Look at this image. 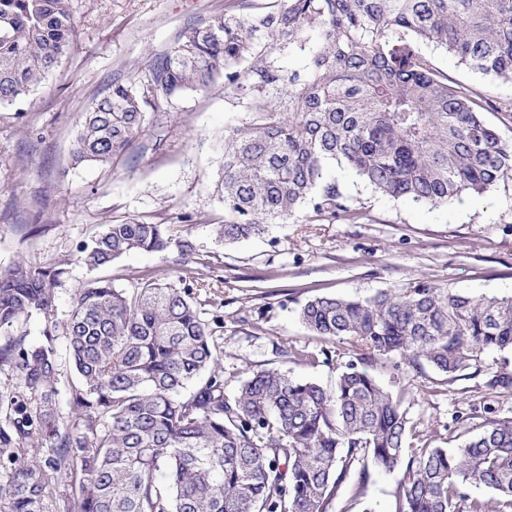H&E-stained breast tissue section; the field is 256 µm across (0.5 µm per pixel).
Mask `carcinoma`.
<instances>
[{"label":"carcinoma","mask_w":512,"mask_h":512,"mask_svg":"<svg viewBox=\"0 0 512 512\" xmlns=\"http://www.w3.org/2000/svg\"><path fill=\"white\" fill-rule=\"evenodd\" d=\"M70 0H0V106L54 73L77 31ZM254 0L195 24L148 64L146 92L116 80L83 113L76 164L127 150L150 98L224 87L249 93L244 122L224 131L226 245L296 219L356 223L336 181L344 169L393 199L448 207L512 179V143L487 105L439 72L421 45L512 82V0ZM321 44L303 69L268 59L276 47ZM275 86L281 111L267 99ZM164 224H109L77 248L88 271L170 244ZM62 264L0 271V512H329L360 459L398 473L395 512H512V418H491L462 446L406 448L402 401L370 373L381 360L431 366L448 383L512 351V295L470 296L414 281L364 299L315 296L298 313L312 336L353 355L332 386L276 366L249 371L225 393L215 336L193 303L195 271L136 275L131 287L91 278L74 289L63 324L71 366L58 407L54 320ZM46 320L44 340L23 330ZM277 354L328 364L295 347ZM206 379H201L202 374ZM482 388L512 393V370L488 367ZM484 489L495 499L473 494Z\"/></svg>","instance_id":"cac0c4a2"}]
</instances>
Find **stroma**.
I'll list each match as a JSON object with an SVG mask.
<instances>
[{
	"label": "stroma",
	"instance_id": "stroma-1",
	"mask_svg": "<svg viewBox=\"0 0 512 512\" xmlns=\"http://www.w3.org/2000/svg\"><path fill=\"white\" fill-rule=\"evenodd\" d=\"M229 0H70L76 36L58 70L24 100L0 107V270L22 261L50 266L67 262L55 319L64 322L74 287L90 274L75 262L77 246L105 225L138 221L170 224L194 251L177 245L161 253L133 252L107 274L126 288L144 271L199 272L194 304L204 319L220 317L226 393H233L248 367L272 363L292 375L331 385L349 357L332 364H297L276 346L317 352L322 345L298 319L316 295L366 297L397 290L423 278L467 295L512 292V180L483 194L466 195L435 208L381 195L348 172L337 171L353 207L355 224L313 221L303 208L297 222L275 224L259 237L224 246L214 227L224 221L217 190L224 131L244 121L248 100L216 81L201 91L155 98L142 131L124 153L105 163L74 164L72 140L81 112L112 82L142 88L147 65L168 50L188 27L223 11ZM436 66L473 90L490 108L484 118L512 142V83L460 64L426 46ZM377 382L404 397L410 424L433 446L461 445V427L478 432L487 418L481 378L447 383L426 366L415 370L378 364ZM367 471L364 487L355 475ZM330 512H394L398 477L354 462Z\"/></svg>",
	"mask_w": 512,
	"mask_h": 512
}]
</instances>
